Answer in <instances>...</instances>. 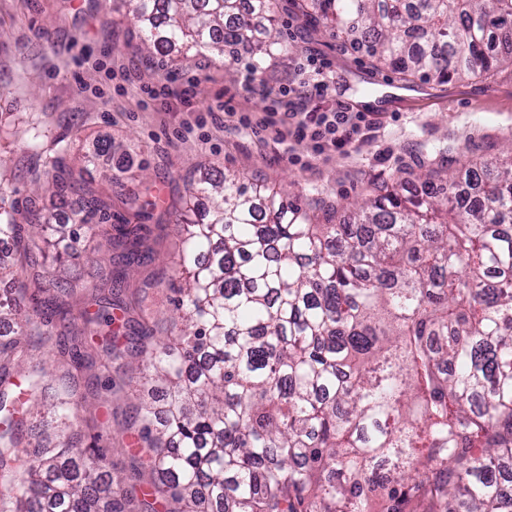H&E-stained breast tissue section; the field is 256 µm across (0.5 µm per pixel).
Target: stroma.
I'll return each instance as SVG.
<instances>
[{"mask_svg": "<svg viewBox=\"0 0 512 512\" xmlns=\"http://www.w3.org/2000/svg\"><path fill=\"white\" fill-rule=\"evenodd\" d=\"M103 0H0V197L19 209L37 204L51 224L76 230L71 265L81 307L84 285L110 272L109 263L81 259L92 241L81 230L83 202L71 194H36L32 178L55 157L75 158L111 140L130 163L100 158L84 178L112 199L110 224L141 223L148 258L115 294L138 310L114 311L116 325L127 320L159 321L172 303L168 279L179 248L176 218L187 200L189 181L210 171L260 178L307 204L320 198L348 204L361 199L368 182L420 163L444 158L491 159L512 143V66L493 75L445 83L405 81L375 67L344 38L316 30L296 15L292 0H278L277 17L289 46L266 64L263 87L235 98L218 112L217 95L246 80L232 55L199 58L184 69L149 56L138 47L130 22L105 12ZM323 55L333 101L376 123L368 139L346 154L313 155L308 145L274 142L265 132L241 127L240 112L275 105L283 87L302 77L306 56ZM192 83L190 103L158 109L147 88ZM114 341L118 355L92 350L94 364L80 371L78 394L89 383L111 382L81 411L76 422L83 445L105 448L112 476L124 493V512H142L146 478L134 455L138 404L136 358L124 334Z\"/></svg>", "mask_w": 512, "mask_h": 512, "instance_id": "obj_1", "label": "stroma"}]
</instances>
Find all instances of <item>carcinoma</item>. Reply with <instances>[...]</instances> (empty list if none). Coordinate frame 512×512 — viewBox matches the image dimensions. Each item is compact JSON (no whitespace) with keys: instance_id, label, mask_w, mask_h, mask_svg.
I'll use <instances>...</instances> for the list:
<instances>
[{"instance_id":"obj_1","label":"carcinoma","mask_w":512,"mask_h":512,"mask_svg":"<svg viewBox=\"0 0 512 512\" xmlns=\"http://www.w3.org/2000/svg\"><path fill=\"white\" fill-rule=\"evenodd\" d=\"M130 16L147 52L188 63L242 47L263 71L287 50L273 0H103ZM298 8L353 49L422 81L489 74L512 64V0H300ZM409 180L372 183L315 222L258 180L204 174L188 189L203 217L179 216L172 280L179 334L144 355L142 378L162 386L139 410L148 512H512L496 469L512 464V145ZM36 190L88 197L82 223L112 200L61 156ZM472 191L469 201L460 191ZM0 207V262L15 295L0 298V512H123L102 448L73 453L26 439L16 379L42 403L50 365L24 343L76 336L114 352L112 297L87 286L71 315L65 234L28 210ZM139 224L97 229L98 250L123 247V282L140 261ZM52 258L56 293L22 313ZM50 413L68 431L87 397L66 370Z\"/></svg>"}]
</instances>
